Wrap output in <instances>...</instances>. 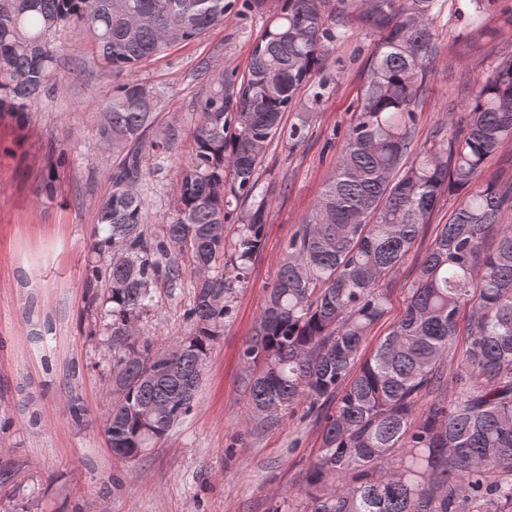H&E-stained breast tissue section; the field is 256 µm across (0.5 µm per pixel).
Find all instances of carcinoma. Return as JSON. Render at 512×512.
Segmentation results:
<instances>
[{
	"instance_id": "obj_1",
	"label": "carcinoma",
	"mask_w": 512,
	"mask_h": 512,
	"mask_svg": "<svg viewBox=\"0 0 512 512\" xmlns=\"http://www.w3.org/2000/svg\"><path fill=\"white\" fill-rule=\"evenodd\" d=\"M245 0L265 16L246 74L219 73L200 105L191 158L177 166L178 206L166 240L143 223L142 152L166 158L173 127L146 141L158 93L134 78L101 102L99 135L121 160L101 201L112 253V398L105 433L132 461L187 415L205 362L223 335L236 286L263 248L267 193L259 167L269 145L306 137L283 124L301 101L317 105L321 77L346 24L378 40L355 123L333 175L289 239L243 359L253 416L274 424L297 405L321 421L304 512H512V179L484 181L512 141V54L470 88L466 123L448 114L416 145V109L438 54L443 0ZM498 0H465L457 19L484 29ZM232 0H0V115L23 120L57 80L49 36L65 25L89 38L105 66L138 65L224 25ZM460 195L417 269L401 315L363 358L389 309L388 286L444 196ZM246 206L232 242L227 214ZM493 240V247L485 244ZM187 261L188 265L181 264ZM224 272L213 274L217 263ZM194 275L190 329L172 353L138 336L160 279ZM465 362L432 388L454 345Z\"/></svg>"
}]
</instances>
